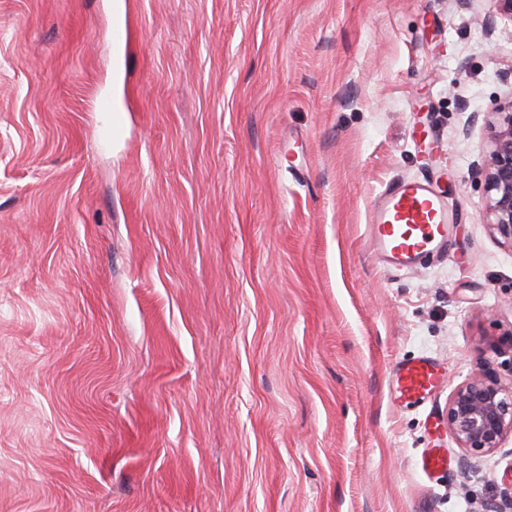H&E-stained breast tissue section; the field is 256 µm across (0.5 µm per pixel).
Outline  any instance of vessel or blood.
Masks as SVG:
<instances>
[{"label":"vessel or blood","instance_id":"obj_1","mask_svg":"<svg viewBox=\"0 0 512 512\" xmlns=\"http://www.w3.org/2000/svg\"><path fill=\"white\" fill-rule=\"evenodd\" d=\"M369 235L379 260L387 266L410 268L447 250L448 207L441 192L425 180H405L388 185L373 200ZM430 358L399 364L395 372L398 391L423 399L436 384Z\"/></svg>","mask_w":512,"mask_h":512}]
</instances>
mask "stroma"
I'll return each mask as SVG.
<instances>
[{
    "label": "stroma",
    "instance_id": "stroma-1",
    "mask_svg": "<svg viewBox=\"0 0 512 512\" xmlns=\"http://www.w3.org/2000/svg\"><path fill=\"white\" fill-rule=\"evenodd\" d=\"M0 0V512H486L448 398L512 329L474 170L512 99L491 0ZM120 95L110 133L102 99ZM427 178L446 254L369 201ZM440 367L424 402L396 366ZM448 459L424 473L426 450ZM369 223L372 245L386 266L410 268L448 249V207L426 180L388 185L374 198Z\"/></svg>",
    "mask_w": 512,
    "mask_h": 512
}]
</instances>
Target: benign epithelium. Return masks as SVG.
Here are the masks:
<instances>
[{"mask_svg":"<svg viewBox=\"0 0 512 512\" xmlns=\"http://www.w3.org/2000/svg\"><path fill=\"white\" fill-rule=\"evenodd\" d=\"M494 2L495 13L486 19L490 29L499 16L512 20V0ZM486 126L490 148L476 174L483 181L487 225L500 243L512 249V100L490 113ZM489 349L498 361L479 351L473 375L448 399V431L471 458L502 447L512 434V378L505 382L499 373L503 367L512 372V331Z\"/></svg>","mask_w":512,"mask_h":512,"instance_id":"1","label":"benign epithelium"}]
</instances>
